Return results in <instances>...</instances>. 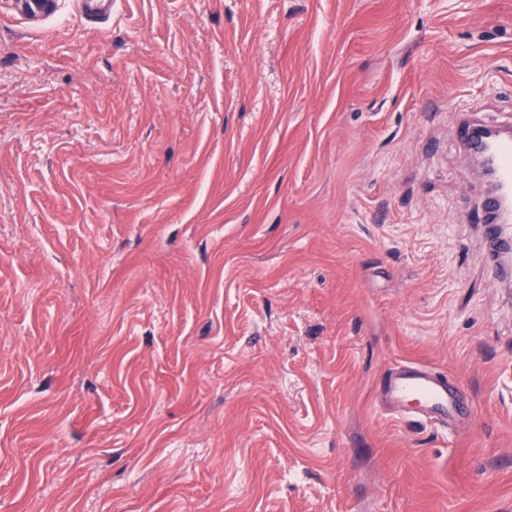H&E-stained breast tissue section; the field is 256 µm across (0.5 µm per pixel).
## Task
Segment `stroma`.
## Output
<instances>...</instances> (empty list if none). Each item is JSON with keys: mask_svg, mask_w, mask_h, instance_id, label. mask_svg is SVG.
<instances>
[{"mask_svg": "<svg viewBox=\"0 0 512 512\" xmlns=\"http://www.w3.org/2000/svg\"><path fill=\"white\" fill-rule=\"evenodd\" d=\"M473 110L512 0H0V512H512ZM412 401L417 402L420 416L446 426H453L473 412L472 404L449 385L448 378L425 365L408 362L390 372L381 388L379 403L390 413L404 416Z\"/></svg>", "mask_w": 512, "mask_h": 512, "instance_id": "stroma-1", "label": "stroma"}]
</instances>
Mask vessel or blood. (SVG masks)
I'll return each mask as SVG.
<instances>
[{
    "mask_svg": "<svg viewBox=\"0 0 512 512\" xmlns=\"http://www.w3.org/2000/svg\"><path fill=\"white\" fill-rule=\"evenodd\" d=\"M490 126V121L480 113L472 112L456 128L463 147L483 156L500 185L499 192L487 190L478 200L467 202L464 214L468 222L483 225L496 254H512V208L503 205L504 198H512V135L495 143L479 141V132ZM379 403L399 416L406 415L414 403L420 416L448 426L473 412L471 403L449 385L445 376L415 362L402 364L390 372L381 388Z\"/></svg>",
    "mask_w": 512,
    "mask_h": 512,
    "instance_id": "b4317fda",
    "label": "vessel or blood"
}]
</instances>
